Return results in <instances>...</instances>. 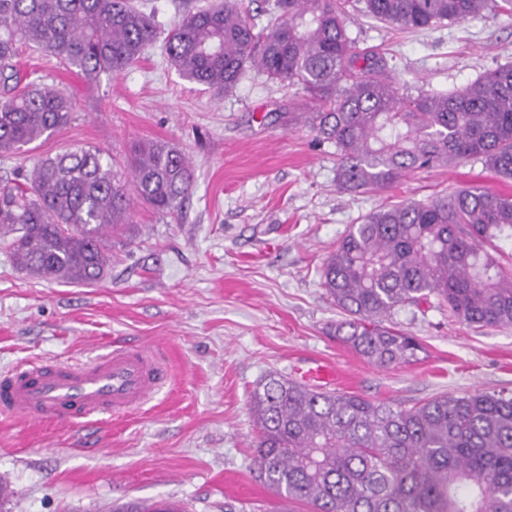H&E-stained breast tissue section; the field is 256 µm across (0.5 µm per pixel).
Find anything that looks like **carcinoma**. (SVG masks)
Wrapping results in <instances>:
<instances>
[{"label": "carcinoma", "instance_id": "carcinoma-1", "mask_svg": "<svg viewBox=\"0 0 512 512\" xmlns=\"http://www.w3.org/2000/svg\"><path fill=\"white\" fill-rule=\"evenodd\" d=\"M402 29L486 13L512 16V0H271L255 30L244 0H211L169 32L164 52L185 80L230 92L249 71L307 93L304 122L336 148L340 189L391 187L424 168L482 161L512 179V63L448 92L397 86L382 56L361 51L347 7ZM158 38L134 0H0V153L19 154L71 120V95L17 69V45L59 57L88 80L117 75ZM136 197L178 210L195 179L186 155L137 143ZM127 182L96 148L47 156L0 179V238L29 274L100 280L105 232L130 223ZM512 240V198L462 188L427 203L366 215L326 258L323 285L345 318L336 338L380 367L423 351L384 325L430 297L477 327L512 326V274L497 242ZM254 463L272 494L311 512H512V393L441 394L412 407L352 393L317 392L271 374L251 393ZM118 512H180L173 504Z\"/></svg>", "mask_w": 512, "mask_h": 512}]
</instances>
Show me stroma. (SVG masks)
I'll use <instances>...</instances> for the list:
<instances>
[{
	"label": "stroma",
	"instance_id": "obj_1",
	"mask_svg": "<svg viewBox=\"0 0 512 512\" xmlns=\"http://www.w3.org/2000/svg\"><path fill=\"white\" fill-rule=\"evenodd\" d=\"M347 29L384 57L401 89L448 91L512 61V16L408 32L357 13ZM21 72L70 91L72 120L0 174L92 146L123 168L138 141L178 146L195 172L181 210L134 204L108 235L106 276L62 284L20 269L0 245V375L40 359L83 362L115 342L163 355L169 377L146 405L90 426L0 414V512H112L160 499L188 512L225 501L264 512L277 501L254 467L250 393L269 373L334 363V391L407 407L442 393L512 391V327L474 329L424 303L387 325L418 337L416 361L380 369L336 341L342 314L321 277L353 224L401 201L461 187L512 196V180L477 160L419 169L386 190L346 193L336 149L302 123L297 85L248 73L229 94L188 82L154 45L119 76L89 82L22 45Z\"/></svg>",
	"mask_w": 512,
	"mask_h": 512
}]
</instances>
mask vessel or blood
I'll list each match as a JSON object with an SVG mask.
<instances>
[{
	"label": "vessel or blood",
	"mask_w": 512,
	"mask_h": 512,
	"mask_svg": "<svg viewBox=\"0 0 512 512\" xmlns=\"http://www.w3.org/2000/svg\"><path fill=\"white\" fill-rule=\"evenodd\" d=\"M335 376L333 366L317 360L298 378L321 385ZM167 377L166 363L156 352L123 342L85 363L41 361L0 376V414L86 424L101 414L138 410Z\"/></svg>",
	"instance_id": "vessel-or-blood-1"
}]
</instances>
